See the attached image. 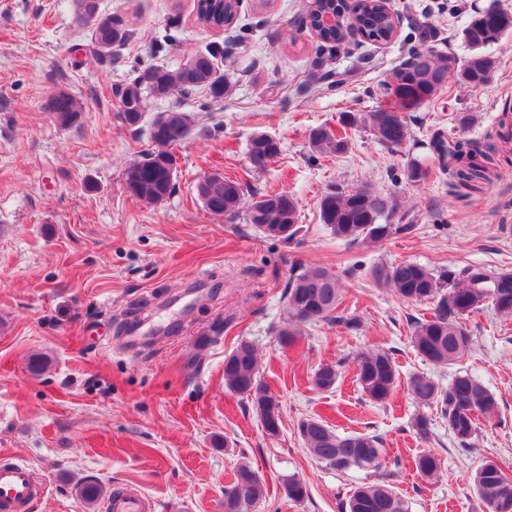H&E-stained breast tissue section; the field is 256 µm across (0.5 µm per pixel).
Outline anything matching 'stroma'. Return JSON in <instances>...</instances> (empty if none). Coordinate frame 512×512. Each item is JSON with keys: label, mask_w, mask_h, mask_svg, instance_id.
I'll return each mask as SVG.
<instances>
[{"label": "stroma", "mask_w": 512, "mask_h": 512, "mask_svg": "<svg viewBox=\"0 0 512 512\" xmlns=\"http://www.w3.org/2000/svg\"><path fill=\"white\" fill-rule=\"evenodd\" d=\"M100 4L130 33L103 58L72 0H0V456L42 479L30 512H104L80 498L89 483L132 487L153 512H224V488L243 461L267 485L247 512H342L351 492L371 483L392 486L408 512H483L475 470L491 460L512 479V317L488 302L466 321L472 343L461 366L497 408L465 447L436 407L407 391L414 373L443 384L454 373L412 346V324L430 316V304L399 299L371 271L403 261L512 271V164L459 197L432 146L439 135L484 140L512 113V32L485 48L497 65L489 84L475 90L456 74L470 55L462 29L492 6L512 13V0H392L391 41L357 36L338 49L302 28L307 0H243L226 30L201 26L195 0ZM424 27L456 69L435 99L406 112V143L391 151L362 130L344 153L312 151V127L336 129L344 113L393 103L383 86L420 47ZM214 46L224 50L228 97L150 96L138 128L121 123L116 92L137 68L176 65ZM61 89L84 108L67 128L46 110ZM175 107L192 118L174 149L175 189L147 204L127 191L125 171L147 148L154 116ZM258 132L281 145L259 171L248 155ZM414 164L424 179H409ZM213 172L242 179L252 194L291 193L303 225L297 240L264 237L243 212H208L196 186ZM336 188L397 201L391 221L404 232L362 244L333 237L317 203ZM317 264L338 276L358 326L311 322L295 346L281 345L275 328L288 318V279L294 267ZM243 340L281 405L277 437L265 434L249 398L224 385V359ZM377 350L397 371L383 403L356 383V357ZM37 355L49 359L38 375L29 369ZM323 364L338 370L327 391L311 384ZM420 414L431 422L425 438L413 428ZM310 416L341 435L378 436L380 460L344 472L318 462L298 433ZM427 451L441 460L431 479L413 464ZM291 477L308 486L303 502L283 493Z\"/></svg>", "instance_id": "stroma-1"}]
</instances>
